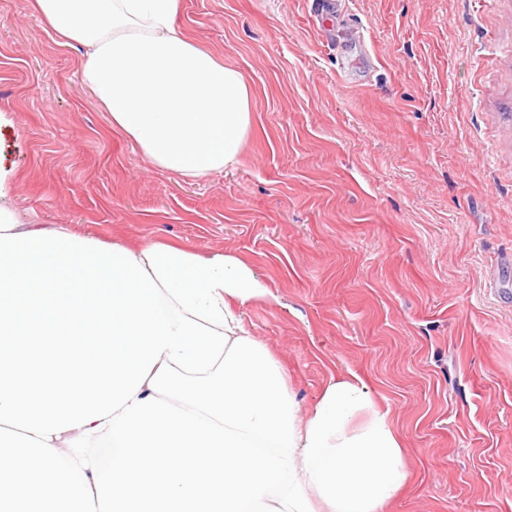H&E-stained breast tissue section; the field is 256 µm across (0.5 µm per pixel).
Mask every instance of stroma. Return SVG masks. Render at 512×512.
<instances>
[{
  "label": "stroma",
  "instance_id": "stroma-1",
  "mask_svg": "<svg viewBox=\"0 0 512 512\" xmlns=\"http://www.w3.org/2000/svg\"><path fill=\"white\" fill-rule=\"evenodd\" d=\"M252 91L236 164L158 168L30 0H0V203L102 242L234 255L304 404L357 374L411 470L386 512H512V0H183Z\"/></svg>",
  "mask_w": 512,
  "mask_h": 512
}]
</instances>
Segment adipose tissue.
<instances>
[{
    "label": "adipose tissue",
    "instance_id": "adipose-tissue-1",
    "mask_svg": "<svg viewBox=\"0 0 512 512\" xmlns=\"http://www.w3.org/2000/svg\"><path fill=\"white\" fill-rule=\"evenodd\" d=\"M182 0H34L113 129L155 166L235 163L242 73L191 40ZM230 255L20 229L0 206V512H384L410 479L390 410L356 376L302 407L241 308ZM96 455L68 462L62 437Z\"/></svg>",
    "mask_w": 512,
    "mask_h": 512
}]
</instances>
